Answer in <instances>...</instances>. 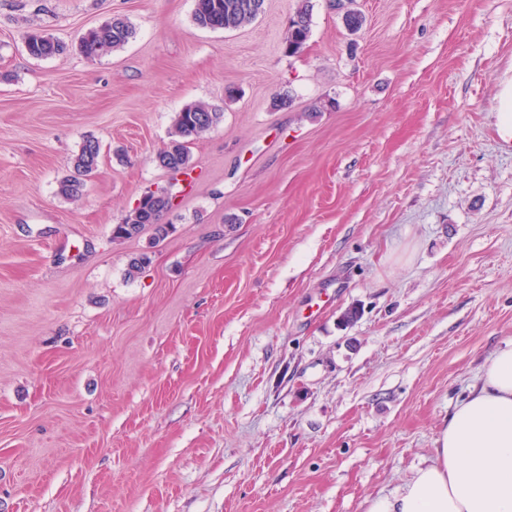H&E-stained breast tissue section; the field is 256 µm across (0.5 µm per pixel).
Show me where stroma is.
<instances>
[{"instance_id":"obj_1","label":"stroma","mask_w":512,"mask_h":512,"mask_svg":"<svg viewBox=\"0 0 512 512\" xmlns=\"http://www.w3.org/2000/svg\"><path fill=\"white\" fill-rule=\"evenodd\" d=\"M309 2L291 55L300 0L234 31L195 0H0V512H365L512 343V0H354L355 34ZM113 17L134 38L87 60ZM33 28L68 52L30 57ZM196 102L224 117L186 183L155 156ZM161 188L170 234L113 240ZM302 6L297 10L288 27L286 50L288 54L299 52L310 34V5L308 0H302ZM497 127L506 136H512V84L502 87L499 96ZM100 157L99 142L93 139L85 140L74 158L72 173L62 177L58 182V195L69 201H78L83 196L85 177L98 169Z\"/></svg>"}]
</instances>
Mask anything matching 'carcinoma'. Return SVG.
Instances as JSON below:
<instances>
[{
    "mask_svg": "<svg viewBox=\"0 0 512 512\" xmlns=\"http://www.w3.org/2000/svg\"><path fill=\"white\" fill-rule=\"evenodd\" d=\"M264 0H196L194 23L203 29L235 30L253 23L262 12ZM310 34V5L302 0L288 27L286 50L299 52ZM134 36L133 28L122 18H113L89 30L81 39L80 52L94 60L123 47ZM25 48L33 58H48L61 54L65 45L44 30H33L25 36ZM223 113L206 103L188 105L177 113L171 140L155 157L156 163L174 174L190 175V144L222 119ZM101 147L98 141L83 142L73 161L72 173L58 182L57 194L69 201L83 196L85 178L99 166ZM171 206V197L165 190L146 193L143 204L135 207L120 224L115 225L113 238L127 239L138 236L146 227L154 230V238L168 236L171 226L162 222L164 213Z\"/></svg>",
    "mask_w": 512,
    "mask_h": 512,
    "instance_id": "obj_1",
    "label": "carcinoma"
}]
</instances>
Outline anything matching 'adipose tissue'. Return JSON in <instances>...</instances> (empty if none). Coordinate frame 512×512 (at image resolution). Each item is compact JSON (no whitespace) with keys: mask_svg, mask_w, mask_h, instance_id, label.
<instances>
[{"mask_svg":"<svg viewBox=\"0 0 512 512\" xmlns=\"http://www.w3.org/2000/svg\"><path fill=\"white\" fill-rule=\"evenodd\" d=\"M366 512H512V345L449 411L431 462Z\"/></svg>","mask_w":512,"mask_h":512,"instance_id":"obj_1","label":"adipose tissue"}]
</instances>
